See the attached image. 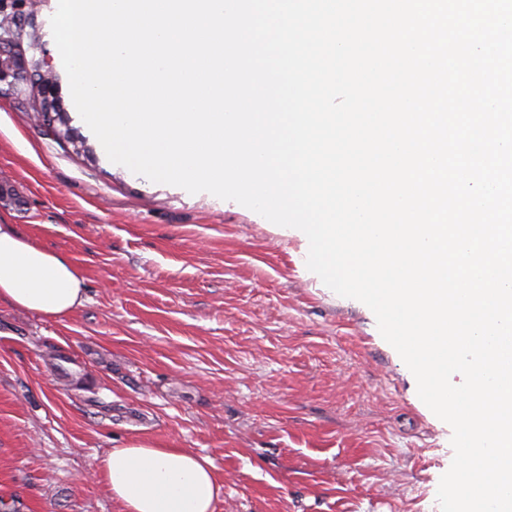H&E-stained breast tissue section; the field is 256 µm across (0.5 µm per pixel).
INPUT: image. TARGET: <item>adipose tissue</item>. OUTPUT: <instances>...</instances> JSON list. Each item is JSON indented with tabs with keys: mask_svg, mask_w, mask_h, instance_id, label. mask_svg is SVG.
Instances as JSON below:
<instances>
[{
	"mask_svg": "<svg viewBox=\"0 0 512 512\" xmlns=\"http://www.w3.org/2000/svg\"><path fill=\"white\" fill-rule=\"evenodd\" d=\"M83 302V280L66 255L0 224V304L61 318ZM99 473L121 512H214L222 491L209 458L146 440L111 449Z\"/></svg>",
	"mask_w": 512,
	"mask_h": 512,
	"instance_id": "1",
	"label": "adipose tissue"
}]
</instances>
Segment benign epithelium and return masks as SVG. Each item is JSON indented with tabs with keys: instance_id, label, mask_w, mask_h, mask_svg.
I'll list each match as a JSON object with an SVG mask.
<instances>
[{
	"instance_id": "obj_1",
	"label": "benign epithelium",
	"mask_w": 512,
	"mask_h": 512,
	"mask_svg": "<svg viewBox=\"0 0 512 512\" xmlns=\"http://www.w3.org/2000/svg\"><path fill=\"white\" fill-rule=\"evenodd\" d=\"M28 52V45L21 39L0 40V84L13 94L49 97L53 89L40 77L41 66L27 56Z\"/></svg>"
}]
</instances>
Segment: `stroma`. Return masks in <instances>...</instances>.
<instances>
[{
    "label": "stroma",
    "mask_w": 512,
    "mask_h": 512,
    "mask_svg": "<svg viewBox=\"0 0 512 512\" xmlns=\"http://www.w3.org/2000/svg\"><path fill=\"white\" fill-rule=\"evenodd\" d=\"M0 184L17 197L0 222L86 288L58 319L0 304V497L17 512H120L98 463L137 439L207 456L215 512H440L451 427L296 231L88 163L2 95Z\"/></svg>",
    "instance_id": "1"
}]
</instances>
